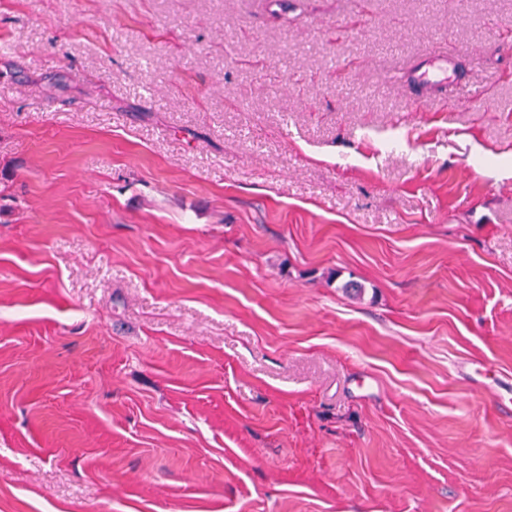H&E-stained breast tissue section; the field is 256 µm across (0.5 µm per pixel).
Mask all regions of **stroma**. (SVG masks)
<instances>
[{"mask_svg": "<svg viewBox=\"0 0 512 512\" xmlns=\"http://www.w3.org/2000/svg\"><path fill=\"white\" fill-rule=\"evenodd\" d=\"M0 512H512V0H0Z\"/></svg>", "mask_w": 512, "mask_h": 512, "instance_id": "obj_1", "label": "stroma"}]
</instances>
